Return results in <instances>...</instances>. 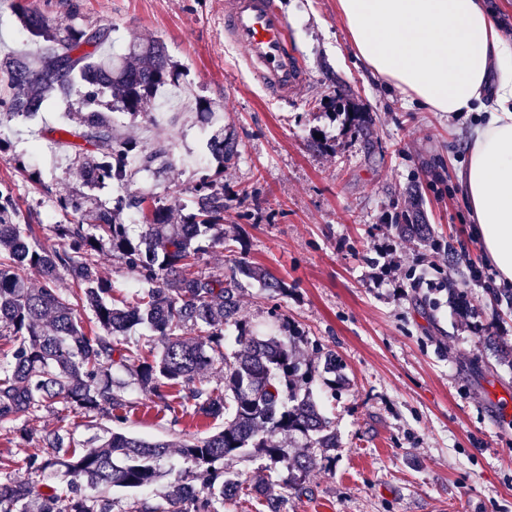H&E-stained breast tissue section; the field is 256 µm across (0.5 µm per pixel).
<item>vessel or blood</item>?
<instances>
[{"mask_svg": "<svg viewBox=\"0 0 512 512\" xmlns=\"http://www.w3.org/2000/svg\"><path fill=\"white\" fill-rule=\"evenodd\" d=\"M224 31L268 92L285 97L303 83L305 74L277 0H224Z\"/></svg>", "mask_w": 512, "mask_h": 512, "instance_id": "obj_1", "label": "vessel or blood"}]
</instances>
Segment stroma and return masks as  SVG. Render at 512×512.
Here are the masks:
<instances>
[{
  "instance_id": "35a3bbf8",
  "label": "stroma",
  "mask_w": 512,
  "mask_h": 512,
  "mask_svg": "<svg viewBox=\"0 0 512 512\" xmlns=\"http://www.w3.org/2000/svg\"><path fill=\"white\" fill-rule=\"evenodd\" d=\"M306 72L292 98L265 90L224 35V0H34L59 24H107L116 46L154 37L176 63L179 83L224 114L241 154L224 167V234L233 250L204 255L202 271L228 270L234 250L288 285L273 300L247 286L242 313L267 327L273 304L308 337L301 357L320 365L336 351L345 364L335 388L313 393L342 447L289 495L285 512H512V368L484 343L512 344V296L498 290L492 265L471 238L474 218L457 171L478 113L453 116L410 103L386 80L358 66L337 0H278ZM336 103L335 111L324 100ZM366 112L372 137L350 130L346 115ZM0 186L9 187L23 221H59L54 201L72 190L71 149L41 157L29 127L0 124ZM120 136L143 150L167 146L171 166L141 173L131 187L168 194L176 216L191 210L190 188L214 167L195 110L168 111L150 124L126 121ZM329 144L309 148L313 134ZM39 171L40 182L27 171ZM417 189L428 243H405L393 280L374 284L376 243L393 235ZM124 421L71 415L72 445L85 448L106 430L150 441L207 435L219 421L183 407L170 411L132 389Z\"/></svg>"
}]
</instances>
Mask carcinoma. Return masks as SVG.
I'll return each mask as SVG.
<instances>
[{
	"label": "carcinoma",
	"instance_id": "obj_1",
	"mask_svg": "<svg viewBox=\"0 0 512 512\" xmlns=\"http://www.w3.org/2000/svg\"><path fill=\"white\" fill-rule=\"evenodd\" d=\"M22 30L40 43L34 56L18 53L0 61V115L31 119L56 99L75 100L78 122L41 131L60 143L73 137L80 189L56 198L69 216L49 231L57 243L39 240V224L21 223L11 191L0 189V338L10 357L0 361V427L30 423L46 409L60 421L69 414L122 420L130 384L165 406L177 399L197 415L223 419L222 429L177 444L152 442L114 431L98 447L71 449V433L60 425L41 433L47 452L19 463L0 458V512H112V490H138L163 483L161 501L136 498L129 512H224V501L245 491L263 493L242 475L224 470L229 456L256 457L269 468L284 469V488L299 495L318 460L336 459L341 442L314 399L315 371L302 367L297 352L306 337L283 334L288 316L274 310L270 327L260 329L240 315V293L256 281L270 296L287 284L240 256L229 272L194 271L210 249L224 245V164L239 156V142L218 129L207 146L219 165L202 170L191 188L193 208L174 222V207L162 198L144 211L146 198L128 192L112 210L89 190L108 184L126 188L134 171L129 159L147 169L167 163L168 149L148 153L131 138L116 134L121 117L149 116L158 90L175 79V64L159 39L130 44L121 53L105 50L109 26L58 25L40 10L18 0ZM348 119L369 138L363 112ZM82 140L85 145L76 143ZM143 214L141 232L130 234L116 213ZM407 240L427 242V224L395 225ZM108 251L139 281L149 285L134 304L118 301L102 276L96 256ZM76 292L71 301L69 292ZM152 333L148 347L129 346L119 337L135 326ZM235 328L237 349L224 353V326ZM224 366V386L214 387L206 372ZM126 370L131 381L114 377ZM345 365L333 350L324 352L320 376L336 389ZM277 433L298 435L307 452L289 456L273 440ZM177 447L188 471L166 465ZM67 477V493L39 487L36 476Z\"/></svg>",
	"mask_w": 512,
	"mask_h": 512
}]
</instances>
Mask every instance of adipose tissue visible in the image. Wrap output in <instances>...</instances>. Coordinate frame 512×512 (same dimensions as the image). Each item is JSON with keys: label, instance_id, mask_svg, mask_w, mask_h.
<instances>
[{"label": "adipose tissue", "instance_id": "1", "mask_svg": "<svg viewBox=\"0 0 512 512\" xmlns=\"http://www.w3.org/2000/svg\"><path fill=\"white\" fill-rule=\"evenodd\" d=\"M359 62L430 112H484L459 170L471 237L512 287V44L483 0H338Z\"/></svg>", "mask_w": 512, "mask_h": 512}]
</instances>
